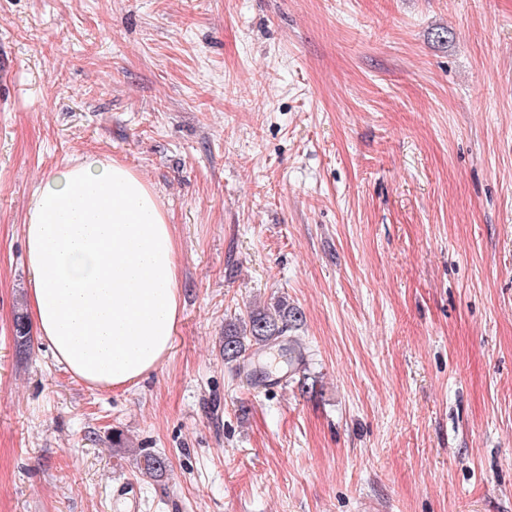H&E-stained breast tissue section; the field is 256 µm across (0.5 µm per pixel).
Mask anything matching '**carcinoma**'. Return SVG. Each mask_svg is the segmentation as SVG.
<instances>
[{
	"mask_svg": "<svg viewBox=\"0 0 512 512\" xmlns=\"http://www.w3.org/2000/svg\"><path fill=\"white\" fill-rule=\"evenodd\" d=\"M301 310L279 302L269 308H254L244 319L224 325V361L245 360L252 349L288 345V365L295 366L297 385L303 391L309 390V377L301 372L304 355L301 347L291 336L292 330L302 321ZM140 472L149 477H159L166 471L165 460L154 453L143 452L139 457Z\"/></svg>",
	"mask_w": 512,
	"mask_h": 512,
	"instance_id": "carcinoma-1",
	"label": "carcinoma"
}]
</instances>
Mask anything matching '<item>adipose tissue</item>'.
I'll return each mask as SVG.
<instances>
[{
    "mask_svg": "<svg viewBox=\"0 0 512 512\" xmlns=\"http://www.w3.org/2000/svg\"><path fill=\"white\" fill-rule=\"evenodd\" d=\"M29 304L41 341L96 390L150 375L181 318L173 226L124 164L87 157L45 179L23 229Z\"/></svg>",
    "mask_w": 512,
    "mask_h": 512,
    "instance_id": "ef3b65f1",
    "label": "adipose tissue"
}]
</instances>
